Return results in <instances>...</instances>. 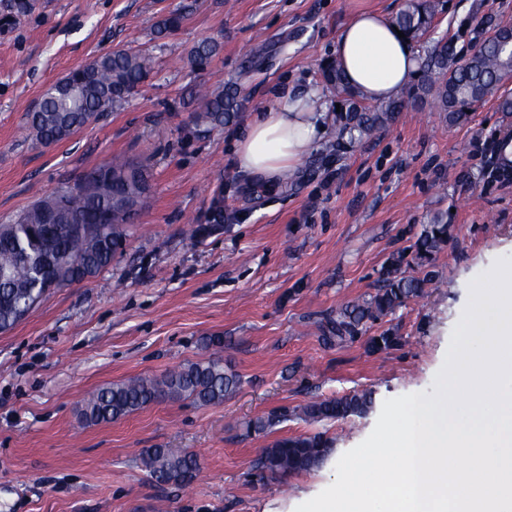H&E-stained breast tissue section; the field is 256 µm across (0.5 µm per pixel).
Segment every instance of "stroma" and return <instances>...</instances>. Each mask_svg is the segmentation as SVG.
<instances>
[{
  "mask_svg": "<svg viewBox=\"0 0 512 512\" xmlns=\"http://www.w3.org/2000/svg\"><path fill=\"white\" fill-rule=\"evenodd\" d=\"M402 2L36 0L20 14L0 0V224L114 154L151 173L147 203L111 265L51 290L0 333V512H294L335 481V458L371 433L386 399L434 394L470 282L512 258V175L490 174L512 113L491 97L452 125L427 103L369 138H337L338 99L320 69L357 13L390 18ZM177 8L181 28L155 38ZM501 25L512 26V0H438L427 38L452 40L465 58ZM207 39L220 51L193 69L189 51ZM115 48L152 56V72L122 106L62 143L39 144L26 110L47 84ZM234 81L237 120L196 127L183 105L189 87ZM287 87L318 91L326 132L286 184L257 194L235 166V141ZM217 201L223 229L191 238ZM440 213L452 238L435 258V283L369 330L392 331L399 346L373 353L368 337L324 342L321 321L372 294L386 260L411 250ZM207 336L223 337V348L204 346ZM216 355L242 380L222 403L165 400L111 423L80 418L99 388ZM356 390L372 394L367 415L243 430L264 413ZM316 432L333 440V461L254 476L251 462L273 438ZM147 448L193 451L197 477L185 488L152 482L139 460Z\"/></svg>",
  "mask_w": 512,
  "mask_h": 512,
  "instance_id": "35a3bbf8",
  "label": "stroma"
}]
</instances>
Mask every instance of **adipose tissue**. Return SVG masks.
<instances>
[{"instance_id":"1","label":"adipose tissue","mask_w":512,"mask_h":512,"mask_svg":"<svg viewBox=\"0 0 512 512\" xmlns=\"http://www.w3.org/2000/svg\"><path fill=\"white\" fill-rule=\"evenodd\" d=\"M336 63L349 85L367 99L385 101L405 88L417 69L408 39L383 14L367 11L340 32ZM323 105L316 91L285 93L259 109L235 146L237 167L265 187L287 182L320 140Z\"/></svg>"}]
</instances>
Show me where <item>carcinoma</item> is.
I'll use <instances>...</instances> for the list:
<instances>
[{
	"mask_svg": "<svg viewBox=\"0 0 512 512\" xmlns=\"http://www.w3.org/2000/svg\"><path fill=\"white\" fill-rule=\"evenodd\" d=\"M436 15L435 0H403L393 19L410 40L420 39L431 27ZM183 22L175 9L157 22L159 36L179 30ZM512 32L497 28L461 61L456 59L453 45L438 41L420 58L416 71L418 83L411 93L373 106L352 90L336 65L328 63L321 70L323 83L341 97L336 123L338 135L363 139L386 126L395 113L424 103L435 105L445 113L448 123L462 121L468 110L494 95L500 85L512 78V56L501 50L502 39ZM219 44L202 41L190 51L192 68L201 70L217 54ZM152 58L136 51H107L91 64L71 70L69 83L48 91L39 112L27 113V129L37 142L50 146L69 139L85 127L88 114L102 108L111 109L128 99L148 76ZM195 103L192 121L209 130L236 120L242 102L238 89L232 85L222 89L194 87ZM112 173V183L100 192H86L79 185L68 197L69 209L83 224L100 211L110 209L122 215V223L112 225V234L96 237L71 232V225L57 224L55 231L45 233L42 225L55 203L51 191L19 214L14 224L0 227V325L10 328L33 308L37 295L34 269L50 254H69L73 265L64 269L71 282H81L86 275L96 276L112 263V244L124 242L126 224L130 223L150 192L147 168L123 155H114L91 170V173ZM451 239V225L444 216L425 224L414 243L415 259L424 267L432 265L435 256ZM404 253L392 254L381 269L375 292L336 309V315L321 324L323 340L342 344L367 331L370 324L392 315L409 301L424 294L435 280L432 271L422 277L405 274L401 266ZM400 337L390 331L368 338L372 352L398 346ZM239 374L224 367L220 356L190 362L159 378H136L102 387L93 392L81 410L88 424L109 423L121 419L156 402L163 396L172 399L190 398L201 405L219 404L240 388ZM371 396L355 391L334 399L310 402L293 409L286 407L258 416L246 424L249 433L268 434L276 426L296 416L304 420L335 421L352 415L361 416L371 408ZM333 451V441L322 433L301 434L274 440L262 449L254 469L260 478L285 477L320 468ZM146 473L158 483L180 487L190 485L199 470L197 456L188 451L169 448H148L141 456Z\"/></svg>",
	"mask_w": 512,
	"mask_h": 512,
	"instance_id": "cac0c4a2",
	"label": "carcinoma"
}]
</instances>
